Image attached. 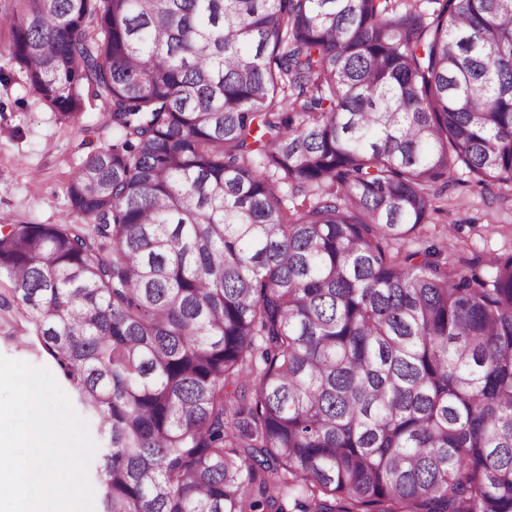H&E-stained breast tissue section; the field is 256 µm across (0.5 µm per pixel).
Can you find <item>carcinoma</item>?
Masks as SVG:
<instances>
[{"instance_id": "1", "label": "carcinoma", "mask_w": 512, "mask_h": 512, "mask_svg": "<svg viewBox=\"0 0 512 512\" xmlns=\"http://www.w3.org/2000/svg\"><path fill=\"white\" fill-rule=\"evenodd\" d=\"M9 2L28 94L117 134L75 222L0 225L102 512H512V253L412 245L460 169L512 204V0Z\"/></svg>"}]
</instances>
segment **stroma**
Wrapping results in <instances>:
<instances>
[{"label": "stroma", "instance_id": "stroma-1", "mask_svg": "<svg viewBox=\"0 0 512 512\" xmlns=\"http://www.w3.org/2000/svg\"><path fill=\"white\" fill-rule=\"evenodd\" d=\"M101 114L89 101L71 124H60L49 104L28 95L17 66L0 56V224L71 221L68 182L82 159L114 137ZM446 196L448 212L436 216L431 231L432 242L452 239L446 258L512 252V206L481 194L462 171Z\"/></svg>", "mask_w": 512, "mask_h": 512}]
</instances>
